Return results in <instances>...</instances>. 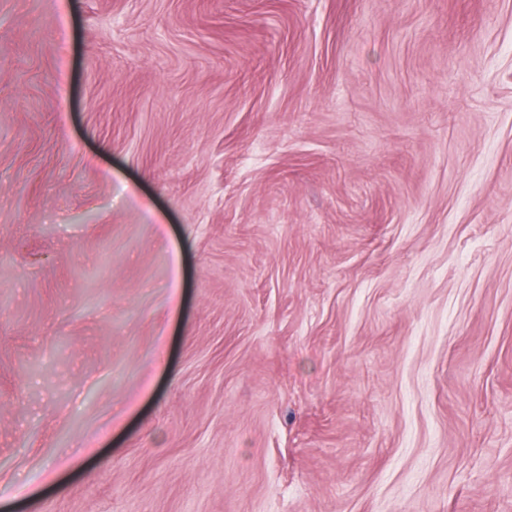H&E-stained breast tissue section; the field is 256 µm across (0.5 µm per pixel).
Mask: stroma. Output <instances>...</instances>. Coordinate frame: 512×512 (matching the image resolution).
Listing matches in <instances>:
<instances>
[{
    "instance_id": "obj_1",
    "label": "stroma",
    "mask_w": 512,
    "mask_h": 512,
    "mask_svg": "<svg viewBox=\"0 0 512 512\" xmlns=\"http://www.w3.org/2000/svg\"><path fill=\"white\" fill-rule=\"evenodd\" d=\"M0 512H512V0H0Z\"/></svg>"
}]
</instances>
